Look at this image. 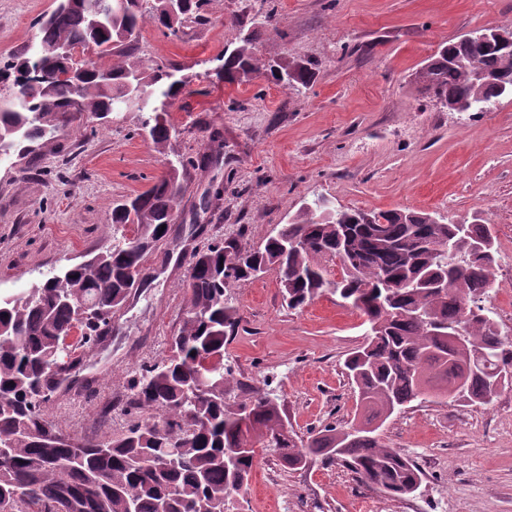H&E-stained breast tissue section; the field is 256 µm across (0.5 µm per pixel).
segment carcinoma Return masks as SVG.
<instances>
[{
	"mask_svg": "<svg viewBox=\"0 0 512 512\" xmlns=\"http://www.w3.org/2000/svg\"><path fill=\"white\" fill-rule=\"evenodd\" d=\"M123 0L112 21L94 27L99 0H57L37 22L40 50L0 59V74L15 73L17 97H0V148L20 153L49 130L83 119L103 120L122 104L156 112L173 99L184 79L171 62L146 66L136 56L146 22L175 36L187 19L206 20V0ZM95 50L84 64L51 49ZM217 77L242 84L264 77L286 89L308 86L313 73L286 57L265 59L254 32L239 33L235 46L218 57ZM58 75L31 85L18 77L34 63ZM512 70V54L482 43L443 46L412 77L431 98L471 100L472 107L499 99L495 85L477 76ZM149 138L162 147L170 129L148 117ZM179 168L187 162L178 160ZM179 168L112 209V233L131 234L132 243L112 245L82 266L15 293L0 295V512H226L232 496L248 483L259 452H273L290 470L319 459L341 463L390 498L414 494L424 474L382 438V427L410 403L438 401L488 406L512 386V339L501 335L484 302L491 298L497 266L489 224H429L409 209L380 212L382 224H368L355 209L320 219L326 201L312 200L276 234L254 247L239 234L204 243L195 254L193 280L185 281L184 317L165 340L161 356L132 372L121 411L127 426L107 440L79 436L46 416L56 387L35 396L44 369L74 370L73 349L62 343L82 322L77 303L92 302L95 320L80 348L94 349L93 337L121 311L134 283L130 269L145 258L176 222L185 187ZM487 243L472 253L474 243ZM343 252L348 265L327 278L319 258ZM275 269L288 307H302L333 289L364 317L368 340L345 362L357 396L354 422L326 425L303 439L283 425L279 396L245 388L224 364V345L238 326L233 288ZM425 282L418 288L404 284ZM442 323L458 326L463 341L439 334Z\"/></svg>",
	"mask_w": 512,
	"mask_h": 512,
	"instance_id": "carcinoma-1",
	"label": "carcinoma"
}]
</instances>
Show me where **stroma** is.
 <instances>
[{"mask_svg": "<svg viewBox=\"0 0 512 512\" xmlns=\"http://www.w3.org/2000/svg\"><path fill=\"white\" fill-rule=\"evenodd\" d=\"M54 0H0V58L38 44L36 18ZM209 20L177 35L145 23L138 54L176 63L186 84L163 118L164 152L122 110L60 128L25 154L0 159V291L40 283L112 241L114 202L145 189L163 157L187 159L181 214L147 260L156 277L116 313L111 341L86 357V388L51 415L106 438L125 424L94 404L119 395L128 363L155 360L183 315L184 257L228 232L253 244L275 234L303 203L409 208L447 222L493 227L498 266L490 305L512 338V99L485 112H452L412 74L441 45L491 25L512 26V0H209ZM273 14L278 33L256 29L265 57L310 67L309 86L217 79L215 58L237 25ZM239 327L224 352L237 377L280 395L299 435L350 422L355 396L344 361L365 340L360 313L323 293L302 309L284 303L276 271L234 290ZM385 439L424 473L420 495L391 499L346 468L292 471L260 455L236 512H512V389L492 405L416 403L392 416Z\"/></svg>", "mask_w": 512, "mask_h": 512, "instance_id": "35a3bbf8", "label": "stroma"}]
</instances>
